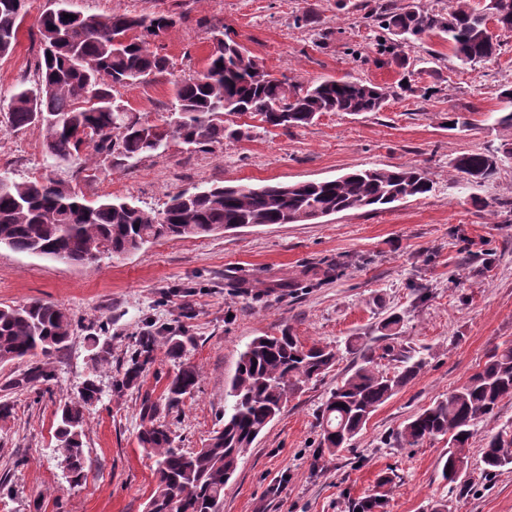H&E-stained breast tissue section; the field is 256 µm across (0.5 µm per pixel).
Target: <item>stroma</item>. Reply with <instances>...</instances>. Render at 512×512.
<instances>
[{
  "label": "stroma",
  "mask_w": 512,
  "mask_h": 512,
  "mask_svg": "<svg viewBox=\"0 0 512 512\" xmlns=\"http://www.w3.org/2000/svg\"><path fill=\"white\" fill-rule=\"evenodd\" d=\"M365 0H72L85 14L169 11L183 21L155 39L151 51L168 70L147 84L121 88L118 102L159 123L170 113L174 83L203 70L213 26L258 57L274 75L303 83L323 78L363 80L391 88L377 112L326 113L291 130L264 126L247 115L228 123L249 137L186 150L170 142L162 153L115 169L106 164L49 166L43 131L10 130L0 122V172L16 181L43 175L69 183L88 200L135 202L161 209L169 197L212 185H264L333 179L365 168L413 166L427 170L432 192L389 204L341 212L306 224H274L201 238L160 240L96 266L0 247V306L52 302L73 323L68 345L52 356L49 384L19 390L9 381L25 363L0 365V512H145L156 485L153 461L142 453L140 393L161 395L174 366L157 355L142 390L113 392L133 338L145 328L186 333L187 356L201 377L168 422L175 447L192 451L220 427L227 386L246 345L291 328L305 344L337 352L335 366L306 384L242 458L224 488L222 512H350L371 495L379 475L394 472L385 512H512V466L486 473L485 440L512 430V400L475 427L462 491L441 476L443 438L415 446L395 434L409 418L464 384L490 350L512 341V159L496 179L448 181L460 154L502 147L512 132L497 119L503 86H512V31L500 32L495 62L463 66L446 41L399 44L377 52L364 18ZM49 0H28L15 50L0 58V99L20 82H34L41 44L38 19ZM315 20L296 26V17ZM466 113L465 128L447 126ZM264 283L256 293L255 283ZM399 316L384 331L382 321ZM109 349L100 369L99 402L85 412L86 477L72 486L60 465L55 411L77 395L90 365V337ZM359 339L377 367L394 374L387 347H403L424 361L417 378L371 416L336 455L320 448L326 399L356 363L347 343Z\"/></svg>",
  "instance_id": "1"
}]
</instances>
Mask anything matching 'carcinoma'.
I'll use <instances>...</instances> for the list:
<instances>
[{"instance_id": "1", "label": "carcinoma", "mask_w": 512, "mask_h": 512, "mask_svg": "<svg viewBox=\"0 0 512 512\" xmlns=\"http://www.w3.org/2000/svg\"><path fill=\"white\" fill-rule=\"evenodd\" d=\"M26 2L0 0V57L12 53L18 42ZM66 14L70 18H64ZM370 17L386 34L404 41L422 44L433 35L443 36L463 64L491 63L499 56L501 43L488 38L487 23L512 27V0H489L483 11L472 8L469 0H448V7L440 10L425 0L400 10L378 2L370 7ZM176 24L165 12L85 15L73 10L70 0H52L39 23L43 51L37 80L11 92L5 113L8 127L17 131L41 126L45 155L58 166L84 159L121 168L165 150L172 141L201 148L248 135L224 124L226 114L249 115L269 127L289 130L306 127L325 113L378 112L389 97L386 88L363 81L329 78L304 86L286 75L272 79L257 57L224 37V27L216 26L204 70L174 83L175 111L155 125L157 134L143 136L141 118L117 103L113 91L167 70L166 57L151 51L148 40ZM499 95L511 110L502 113L497 124L512 131V87L502 88ZM276 100L286 105V111H270ZM89 148L93 153L87 155ZM504 157L512 158L511 147L468 152L456 157L451 168L468 182L485 183L496 178ZM432 189L433 180L425 170L394 166L290 185H213L178 192L163 209L146 210L125 201L91 203L74 187L49 177L18 182L0 173V245L93 265L104 257L137 253L159 239L204 237L247 224H301L315 220L317 211L384 206ZM71 331L70 317L51 302L0 306V364L37 359L10 386L51 381L48 360L66 346ZM192 342L193 337L184 334L140 333L126 367L113 382L117 393L139 387L159 349L177 364L159 397L146 393L141 399L137 440L156 465V485L146 512H221L224 487L240 459L285 403L337 360L334 349L305 345L289 329L254 338L240 354L227 390L232 405L222 426L203 447L186 452L173 446L166 417L199 384L200 369L186 357ZM108 355L103 348L93 354L81 401L61 402L56 410L61 464L76 485L86 468L84 410L100 400L94 373L108 363ZM386 355L402 363L396 374L380 372L364 354L362 363L346 374L324 403L320 447L329 454L359 434L370 416L422 370V361L401 351L389 347ZM506 398H512V342L496 346L464 385L409 419L397 439L409 445L431 437L448 439L441 472L445 480L456 483L455 464L467 460L476 424L494 415ZM481 459L489 473L512 465V432L484 442ZM393 483L390 474L380 475L376 492L353 509L383 512L384 489Z\"/></svg>"}]
</instances>
